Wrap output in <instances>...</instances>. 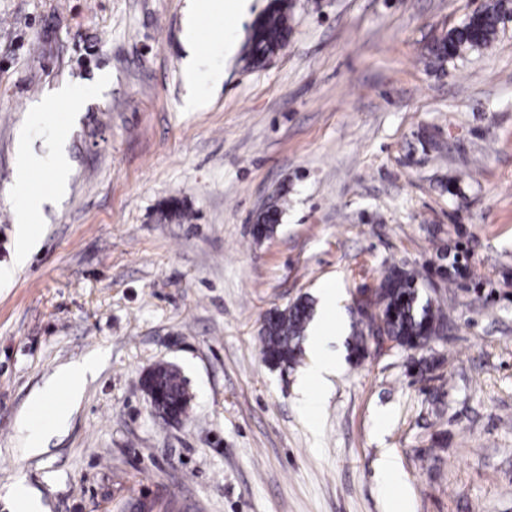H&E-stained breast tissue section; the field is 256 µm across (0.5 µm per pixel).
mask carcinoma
Listing matches in <instances>:
<instances>
[{
    "label": "carcinoma",
    "mask_w": 512,
    "mask_h": 512,
    "mask_svg": "<svg viewBox=\"0 0 512 512\" xmlns=\"http://www.w3.org/2000/svg\"><path fill=\"white\" fill-rule=\"evenodd\" d=\"M512 12V0H490L473 12L458 27L448 31L428 48L433 62L443 65L450 59L489 46L497 37L503 19ZM291 5L277 0L272 8L254 23L252 33L243 47L241 61L248 67L261 65L265 57L282 48L292 33ZM282 210L275 203L263 210L256 218L253 236L267 239L276 232ZM371 304L376 313L359 319L353 326L349 344L350 357L356 360L368 352L365 330L379 319L377 332L390 339L394 346L404 350H417L436 339L446 317L429 298H422L417 274L396 265L384 270L378 288L374 290ZM313 304L309 297L300 296L282 310L270 312L263 326V360L271 366L294 367L302 362L303 343L310 321ZM152 380L162 397L164 407L176 410L183 419L189 404L182 401L185 379L180 371L168 364H159L152 370Z\"/></svg>",
    "instance_id": "cac0c4a2"
}]
</instances>
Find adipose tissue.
Listing matches in <instances>:
<instances>
[{
    "mask_svg": "<svg viewBox=\"0 0 512 512\" xmlns=\"http://www.w3.org/2000/svg\"><path fill=\"white\" fill-rule=\"evenodd\" d=\"M249 7V0H188L183 21V40L188 56L184 65V81L188 93L184 99V111L197 112L203 109L206 102L196 88L200 81H208L211 85H221L224 76L220 71L213 70L201 73L199 66V52L197 37L202 21L221 19L227 16L238 17L244 14ZM18 152L21 157L16 171L15 186L19 202V228L17 267H25L29 255L36 250L39 244V235L30 221L31 214L37 205L43 201L42 194L33 189V175L36 170V161L28 154L26 143H19ZM336 317V287L327 285L324 289L323 316L314 330L311 348L314 357L313 366L307 376V392L310 398H317L328 386L330 376L336 372V359L328 354L325 345L335 336L338 329ZM98 362L86 359L72 363L61 369L53 378L49 391L37 397L35 404L39 407L50 405L56 387H65L70 399H78L89 377L96 371ZM51 406V405H50Z\"/></svg>",
    "mask_w": 512,
    "mask_h": 512,
    "instance_id": "obj_1",
    "label": "adipose tissue"
}]
</instances>
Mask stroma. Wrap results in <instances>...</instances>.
Wrapping results in <instances>:
<instances>
[{
    "mask_svg": "<svg viewBox=\"0 0 512 512\" xmlns=\"http://www.w3.org/2000/svg\"><path fill=\"white\" fill-rule=\"evenodd\" d=\"M271 2L203 22L201 68L224 81L200 83L208 106L186 112L185 0H0L1 267L20 134L47 197L39 249L0 284V512L21 478L45 512L132 497L181 512H512V21L439 67L429 45L485 0H294L287 44L244 68ZM174 198L187 218L163 219ZM272 198L281 222L259 242ZM457 252L466 277L440 278ZM393 264L419 272L445 336L357 363L339 347L331 389L304 403L301 369L262 358L265 313L321 302L333 282L353 325L356 290ZM95 354L65 428L26 454L32 394ZM160 362L192 396L178 425L142 389Z\"/></svg>",
    "mask_w": 512,
    "mask_h": 512,
    "instance_id": "1",
    "label": "stroma"
}]
</instances>
